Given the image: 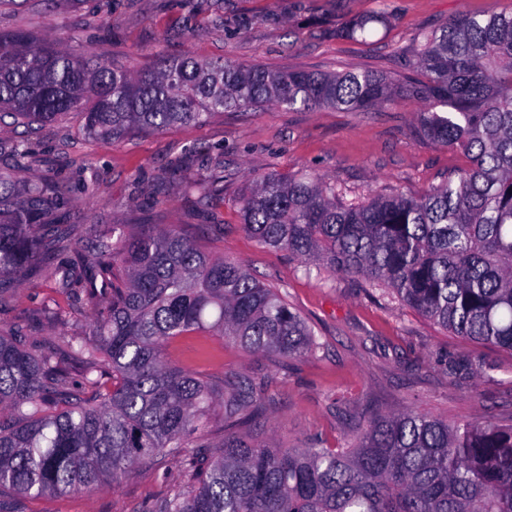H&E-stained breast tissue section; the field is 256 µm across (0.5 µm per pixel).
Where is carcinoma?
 I'll list each match as a JSON object with an SVG mask.
<instances>
[{"instance_id": "cac0c4a2", "label": "carcinoma", "mask_w": 512, "mask_h": 512, "mask_svg": "<svg viewBox=\"0 0 512 512\" xmlns=\"http://www.w3.org/2000/svg\"><path fill=\"white\" fill-rule=\"evenodd\" d=\"M384 22L354 18L338 33ZM401 66L400 82L188 56L135 73L0 30V113L33 126L80 109L90 133L122 141L269 104L370 112L398 97L423 102L417 132L464 153L458 179L419 198L374 188L343 202L317 173L267 175L241 198V228L307 273L360 277L456 336L512 352V13H461L423 34ZM30 158L27 140H0V309L15 279L36 275L92 320L71 336L67 314L45 307L59 336L48 346L17 325L0 329L1 490L91 493L194 448L193 483L174 484L152 512H512V425L491 418L363 410L345 448L257 442L263 407L251 383L218 391L166 362L165 345L204 332L252 354L303 356L317 342L300 313L178 224L103 226L91 254L70 252V187L51 173L16 180ZM190 190L208 209L224 200L218 168ZM218 409L224 440L209 453Z\"/></svg>"}]
</instances>
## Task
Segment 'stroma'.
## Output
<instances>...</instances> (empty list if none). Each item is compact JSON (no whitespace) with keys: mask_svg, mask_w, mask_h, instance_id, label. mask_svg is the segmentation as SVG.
I'll list each match as a JSON object with an SVG mask.
<instances>
[{"mask_svg":"<svg viewBox=\"0 0 512 512\" xmlns=\"http://www.w3.org/2000/svg\"><path fill=\"white\" fill-rule=\"evenodd\" d=\"M222 6L218 14L209 0H112L111 11L95 14L69 8L65 0H8L0 6V29L28 31L77 57L109 58L134 71L187 54L200 61L396 78L401 53L415 50L420 31L462 12H512V0H223ZM382 11L387 24L354 39L337 36L347 19ZM419 110L406 98L371 112L269 105L218 112L202 124L119 142L89 134L83 112L72 111L33 131L7 123L0 136L29 137L30 174L50 166L70 182L74 249L86 248L90 224H223V235L208 239V247L277 288L319 346L301 358L249 354L223 337L193 333L166 345L167 361L216 384L248 378L255 398L271 404L255 432L264 444L341 448L353 436L348 414L357 409L415 407L452 423L487 417L512 423L511 352L452 335L358 277L306 274L287 252L259 246L241 228L240 198L252 181L269 174H321L348 202L371 187L417 196L459 175L467 166L460 150L416 135ZM192 143L206 146V154L185 157ZM81 160L91 171L77 169ZM175 161L182 169L173 178ZM215 163L224 168V202L206 211L185 187ZM95 173L103 184L98 193H85L82 183ZM48 305L68 311L71 332L89 321L53 282L21 278L12 307L0 310V327L20 322L34 343L50 340L42 316ZM187 477L175 460L143 463L119 487L28 496L19 507L149 512Z\"/></svg>","mask_w":512,"mask_h":512,"instance_id":"35a3bbf8","label":"stroma"}]
</instances>
